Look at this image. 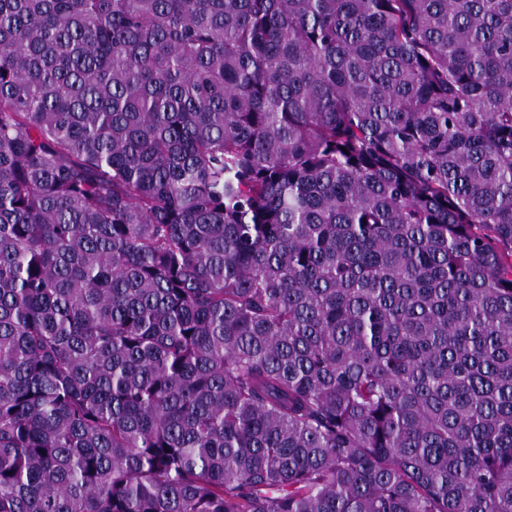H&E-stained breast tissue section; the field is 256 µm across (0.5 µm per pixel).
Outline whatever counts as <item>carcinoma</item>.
<instances>
[{"instance_id":"cac0c4a2","label":"carcinoma","mask_w":512,"mask_h":512,"mask_svg":"<svg viewBox=\"0 0 512 512\" xmlns=\"http://www.w3.org/2000/svg\"><path fill=\"white\" fill-rule=\"evenodd\" d=\"M0 512H512V0H0Z\"/></svg>"}]
</instances>
